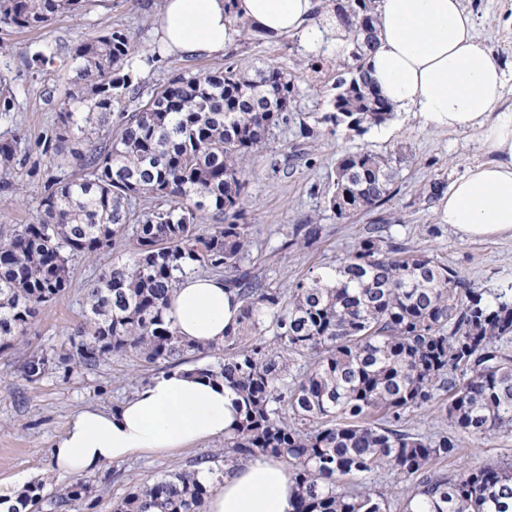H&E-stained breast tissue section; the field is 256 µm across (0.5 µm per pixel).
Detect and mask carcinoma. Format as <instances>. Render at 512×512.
I'll use <instances>...</instances> for the list:
<instances>
[{
    "mask_svg": "<svg viewBox=\"0 0 512 512\" xmlns=\"http://www.w3.org/2000/svg\"><path fill=\"white\" fill-rule=\"evenodd\" d=\"M348 31L349 63L336 77L330 111L301 119L358 133L392 112L361 60L376 39L375 0H325ZM86 0H0V24L49 26ZM130 32L112 29L70 50L74 76L44 140L61 174L43 184L38 216L0 242V352L13 348L70 287L71 261L94 258L120 240L125 257L101 270L84 298L77 337L55 358L93 366L132 355L169 368L195 366L239 397L224 447L282 458L297 489L292 512H389L391 500L366 487L383 472L406 481L399 512H512V467L488 465L461 476L432 464L453 456L457 436L401 428L408 411L433 407L454 431L487 437L512 431V294L487 295L425 254L381 234L376 224L336 265L309 272L288 290L248 263L253 246L243 201L258 150L271 129L292 120L298 64L175 74L140 93ZM14 98L0 84V119ZM20 142L0 138V174L16 165ZM76 168L73 177L66 169ZM387 159L366 152L336 160L326 207L338 219L390 199ZM212 222L207 233L198 225ZM321 225L294 224L279 250L309 248ZM208 270L242 303L224 343L183 340L166 319L177 278ZM51 358L28 357L39 380ZM352 476L350 487L340 478ZM213 485L174 469L112 504V512H202ZM88 497L82 484L60 497L67 509Z\"/></svg>",
    "mask_w": 512,
    "mask_h": 512,
    "instance_id": "carcinoma-1",
    "label": "carcinoma"
}]
</instances>
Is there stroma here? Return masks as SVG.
<instances>
[{"mask_svg": "<svg viewBox=\"0 0 512 512\" xmlns=\"http://www.w3.org/2000/svg\"><path fill=\"white\" fill-rule=\"evenodd\" d=\"M462 4L473 15L481 41L509 76L504 103L512 106V0H462ZM157 6V0H91L82 15H60L43 29L0 28V43L8 47L0 55V81H7L15 100L11 119L0 121V138L20 137L24 152L21 164L9 175V186L0 185V239L37 215L43 182L51 171L42 152L55 119L49 91L54 76L72 71L70 47L90 35L119 28L135 36L141 53L154 54ZM39 45L52 47L56 57L37 75L29 62ZM299 58L307 68L297 81L292 110L296 119L321 115L336 93V53L327 45L310 53L290 37L240 41L218 57L155 56L154 62L137 65L136 71L147 95L175 73L205 75L231 64L282 65ZM296 129L295 122L273 129L259 153L244 201L252 219L251 256L275 286L289 288L310 270L335 264L375 222L373 212L340 220L325 207L337 158L347 152H367L388 158L394 175L393 196L383 210L395 213L398 220L385 225L384 237L447 264L471 287H512V239L461 238L449 225L439 223L438 201L430 196L433 181L452 184L487 159L475 133L436 132L410 112L394 113L385 124L361 135L343 128L324 131L306 146L300 145ZM309 216L318 218L324 228L319 243L275 255L291 226ZM112 258L106 252L93 259H75L66 292L43 311L13 349L0 353V479L17 481L23 488L40 484L39 512H56L57 496L77 483L85 485L95 501L94 508L83 506L79 512H112L113 502L137 486L224 449L218 439L174 456H135L93 474L64 475L54 470L50 451L74 414L88 406L115 408L162 372L161 366L132 356H114L91 368L54 365L36 382L21 371L27 356L54 355L74 334L82 319L84 295ZM488 464H512V434L460 437L455 456L444 468L457 475Z\"/></svg>", "mask_w": 512, "mask_h": 512, "instance_id": "obj_1", "label": "stroma"}]
</instances>
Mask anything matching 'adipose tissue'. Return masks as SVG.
Wrapping results in <instances>:
<instances>
[{"mask_svg": "<svg viewBox=\"0 0 512 512\" xmlns=\"http://www.w3.org/2000/svg\"><path fill=\"white\" fill-rule=\"evenodd\" d=\"M375 46L363 63L394 111L415 112L434 131L474 130L490 160L458 179L438 204L441 223L467 239H512V106L506 73L475 33L461 0H378ZM248 23L308 51L347 31L322 0H161L155 37L170 54H223ZM240 303L220 278L192 275L172 293L166 315L185 340L224 341ZM237 396L223 382L180 368L157 375L112 410L74 415L51 454L64 474L83 475L135 455H167L218 439L234 425ZM295 484L284 460L260 456L231 467L208 498L207 512H291Z\"/></svg>", "mask_w": 512, "mask_h": 512, "instance_id": "ef3b65f1", "label": "adipose tissue"}]
</instances>
